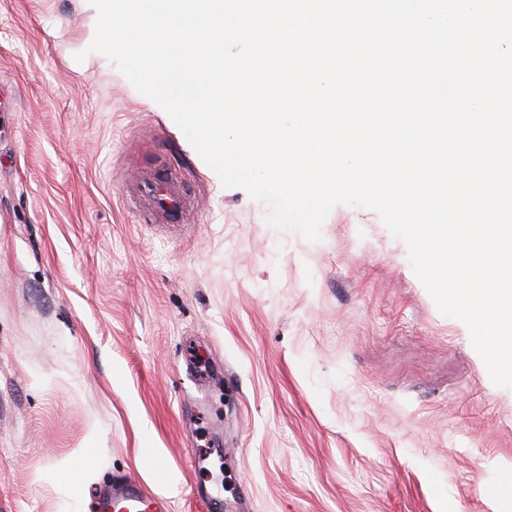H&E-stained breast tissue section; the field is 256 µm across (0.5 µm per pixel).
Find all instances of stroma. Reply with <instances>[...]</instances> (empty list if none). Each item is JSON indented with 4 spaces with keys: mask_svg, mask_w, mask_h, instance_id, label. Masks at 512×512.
<instances>
[{
    "mask_svg": "<svg viewBox=\"0 0 512 512\" xmlns=\"http://www.w3.org/2000/svg\"><path fill=\"white\" fill-rule=\"evenodd\" d=\"M71 0H0V512H512V387L405 243L338 205L312 243L223 189ZM179 179L188 223L129 196ZM98 506L101 512H170L167 498L150 494L133 478L114 488L110 495L100 497Z\"/></svg>",
    "mask_w": 512,
    "mask_h": 512,
    "instance_id": "35a3bbf8",
    "label": "stroma"
}]
</instances>
